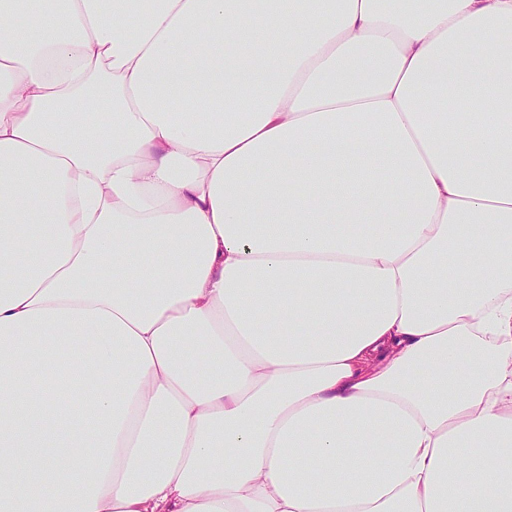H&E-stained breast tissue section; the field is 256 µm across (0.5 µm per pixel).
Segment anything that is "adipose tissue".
Masks as SVG:
<instances>
[{
    "instance_id": "1",
    "label": "adipose tissue",
    "mask_w": 512,
    "mask_h": 512,
    "mask_svg": "<svg viewBox=\"0 0 512 512\" xmlns=\"http://www.w3.org/2000/svg\"><path fill=\"white\" fill-rule=\"evenodd\" d=\"M0 512H512V0H0Z\"/></svg>"
}]
</instances>
